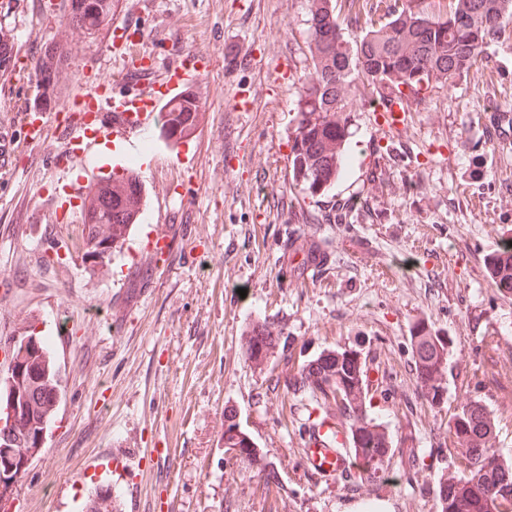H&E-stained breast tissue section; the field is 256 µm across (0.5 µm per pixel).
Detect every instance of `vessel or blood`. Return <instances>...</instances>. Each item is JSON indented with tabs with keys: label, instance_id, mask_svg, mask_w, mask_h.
<instances>
[{
	"label": "vessel or blood",
	"instance_id": "b4317fda",
	"mask_svg": "<svg viewBox=\"0 0 512 512\" xmlns=\"http://www.w3.org/2000/svg\"><path fill=\"white\" fill-rule=\"evenodd\" d=\"M113 49L130 48L125 64L137 67L147 77L146 85L120 95L112 94V78L98 77L88 93L68 99L61 114L55 115L40 109L22 113L21 123L26 139L33 144L59 141V157L88 161L93 143L101 137L113 136L118 140L134 141L137 136L155 128L161 113L168 108L184 104L196 108L195 120L180 136L186 144L196 138L204 124V113L199 104L205 87L206 68L201 57L193 51L183 52L168 68L163 79H156L153 60L140 44L134 43L132 33L125 28L112 31ZM144 182L142 169L124 168L120 179L100 173L87 184H67L68 197L76 199L82 212H90L102 199L114 196L124 202L123 223L136 224L146 210V195L138 187ZM362 459L356 440L345 432L330 433L327 429L312 426L305 436L303 463L306 470L323 481L346 475Z\"/></svg>",
	"mask_w": 512,
	"mask_h": 512
}]
</instances>
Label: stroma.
Returning <instances> with one entry per match:
<instances>
[{
  "label": "stroma",
  "mask_w": 512,
  "mask_h": 512,
  "mask_svg": "<svg viewBox=\"0 0 512 512\" xmlns=\"http://www.w3.org/2000/svg\"><path fill=\"white\" fill-rule=\"evenodd\" d=\"M0 0V42L14 66L0 76V346L47 337L63 396L45 449L13 485L28 512H83L110 484L118 512H438V488L464 463L448 431L471 400L494 417L495 445L512 456V294L494 288L489 261L512 237V46L493 44L448 88L412 98L394 134L357 78L344 168L324 193L293 182L294 105L309 72L305 0H112V23L78 34L52 90L55 110L95 71L129 90L112 25L142 30L143 47L168 68L178 49L209 58L207 123L182 152L159 130L114 155L137 157L148 196L140 224L102 260L80 250L81 214L32 224L52 190L85 181V166L54 165L20 129L28 88L20 77L65 24L66 0ZM168 262L133 270V256L170 209ZM328 253L304 271L307 246ZM267 323L277 343L246 359L250 333ZM443 337L446 394L430 404L412 362V339ZM356 351L382 383L371 414L393 453L397 482L356 472L317 482L302 462L311 398L277 383L281 371L326 349ZM252 439L242 457L224 446L228 418ZM276 474L266 490L268 474ZM238 485L233 501L225 482Z\"/></svg>",
  "instance_id": "35a3bbf8"
}]
</instances>
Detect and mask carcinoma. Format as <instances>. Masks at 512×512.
<instances>
[{"label":"carcinoma","mask_w":512,"mask_h":512,"mask_svg":"<svg viewBox=\"0 0 512 512\" xmlns=\"http://www.w3.org/2000/svg\"><path fill=\"white\" fill-rule=\"evenodd\" d=\"M308 54L311 67L297 103L299 115L293 133L290 168L292 179L312 194L326 191L341 165V147L348 132L349 95L353 80L363 75L385 102L403 101L421 91L449 86L456 77L481 60L493 43H512V0H448L433 11L427 0H401L387 11L386 22L361 31L354 42L344 39L334 0H307ZM112 19V0H70L66 14L69 24L92 34ZM407 87L402 91L401 87ZM192 115L186 107L163 116V134L171 138ZM116 206L105 204L83 220L80 237L84 246L105 233L112 246L120 243L114 220ZM39 349L16 345L26 371L19 380H0V401L12 391L18 393V417L13 437L18 453L36 458L43 447L27 442V434L49 425L62 389L59 371L48 355L43 337ZM412 361L426 381V398L443 399L445 388L433 382L432 373L445 361L444 340L420 336L412 347ZM359 385L355 355L328 350L304 361L298 374L283 380L288 392H304L316 402L325 424L330 414L360 443L364 459L362 471L371 479L380 478L385 457L373 445L379 425L365 407L351 402ZM449 433L461 442L459 452L466 461L464 482L440 484L439 512H512V463L493 444L491 415L478 401L461 407ZM229 450L244 448L247 438L230 422L224 430ZM86 512H113L112 493L98 487L88 497Z\"/></svg>","instance_id":"1"}]
</instances>
